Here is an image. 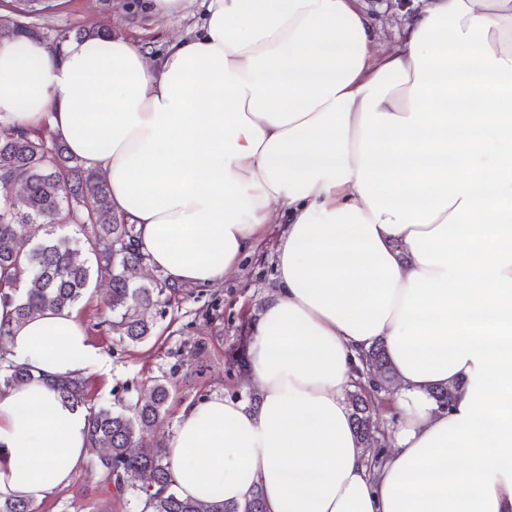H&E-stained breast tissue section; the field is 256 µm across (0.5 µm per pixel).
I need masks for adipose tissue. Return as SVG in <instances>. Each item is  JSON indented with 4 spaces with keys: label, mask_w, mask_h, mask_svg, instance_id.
I'll use <instances>...</instances> for the list:
<instances>
[{
    "label": "adipose tissue",
    "mask_w": 512,
    "mask_h": 512,
    "mask_svg": "<svg viewBox=\"0 0 512 512\" xmlns=\"http://www.w3.org/2000/svg\"><path fill=\"white\" fill-rule=\"evenodd\" d=\"M164 54L0 41V121L102 172L150 266L218 285L287 216L249 345L257 407L186 409L176 490L266 512H512V0H422L373 53L360 0H203ZM383 342L407 420L371 465L344 391ZM0 502L70 484L90 441L54 379L108 371L76 315L14 325ZM452 394L439 409L433 386ZM463 460H456V452ZM32 378L30 369L8 358V352L0 349V386L11 388Z\"/></svg>",
    "instance_id": "1"
}]
</instances>
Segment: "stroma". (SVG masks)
<instances>
[{"mask_svg":"<svg viewBox=\"0 0 512 512\" xmlns=\"http://www.w3.org/2000/svg\"><path fill=\"white\" fill-rule=\"evenodd\" d=\"M45 11L28 15L43 37L52 41L76 30L108 27L146 45L157 56L199 22V6L182 14L158 19L136 9L137 0H45ZM374 31V50L384 54L396 43V34L416 9L415 0H365ZM284 224L267 225L260 245L222 284L187 287L157 318L153 335L131 345L108 335L105 321L108 283L93 285L74 312L90 341L109 358L105 373H90L89 397L95 406L120 407L160 378L171 384L167 410L154 431L155 439L168 440L183 409L200 400L245 395L250 384L230 371L227 353L241 336L250 334L262 301L276 287V255ZM33 512H140L135 492L116 496L97 470L83 468L68 485L56 488Z\"/></svg>","mask_w":512,"mask_h":512,"instance_id":"1","label":"stroma"}]
</instances>
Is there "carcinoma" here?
<instances>
[{"instance_id":"carcinoma-1","label":"carcinoma","mask_w":512,"mask_h":512,"mask_svg":"<svg viewBox=\"0 0 512 512\" xmlns=\"http://www.w3.org/2000/svg\"><path fill=\"white\" fill-rule=\"evenodd\" d=\"M34 34L40 31L33 25L0 19V40ZM71 226L87 233L95 266L76 260L72 238L65 233ZM146 263L135 225L115 210L103 175L86 167L55 135L0 127V303L12 308L11 315L0 320V339L12 335L14 324L41 312L72 309L95 279L110 285L112 318L105 320L109 331L128 343L145 342L152 336L159 308L180 291L164 276L150 286L133 283L129 273ZM25 281L30 287L21 293L19 285ZM248 341L240 337L231 356L240 372L249 368ZM362 363L368 387L354 395L351 416L363 446L385 435L373 407L396 382L384 343L364 352ZM31 378L30 369L0 349L1 387ZM54 387L72 407H89L90 464L116 494L136 490L141 512H264L257 488L242 506L219 498L208 503L183 498L173 488L164 446L150 439L170 399L167 380L157 381L148 395L118 410L88 406L82 378H59ZM143 477L145 486L137 484Z\"/></svg>"}]
</instances>
